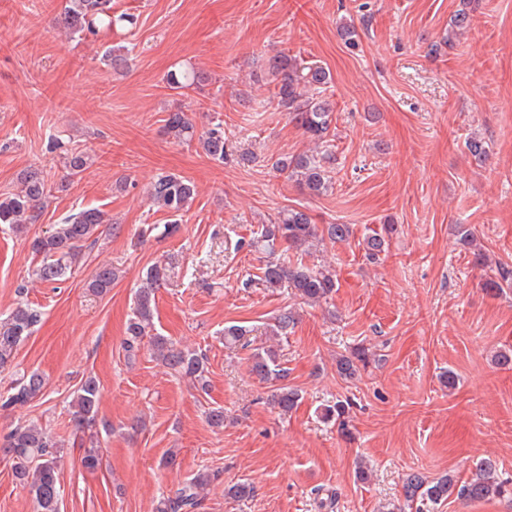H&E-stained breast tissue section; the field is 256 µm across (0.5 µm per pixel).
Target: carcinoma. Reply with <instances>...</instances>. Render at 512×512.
<instances>
[{
  "instance_id": "cac0c4a2",
  "label": "carcinoma",
  "mask_w": 512,
  "mask_h": 512,
  "mask_svg": "<svg viewBox=\"0 0 512 512\" xmlns=\"http://www.w3.org/2000/svg\"><path fill=\"white\" fill-rule=\"evenodd\" d=\"M475 0H463L464 8L455 14L448 30L447 45H452L457 30L470 23L468 6ZM59 27L69 35L84 38L88 35L110 36L119 30H131L137 25V16L112 9V0H66L63 12L57 20ZM268 75L274 83L270 103L286 113L288 120L302 134L315 143L311 150H303L290 156L284 155L271 162V169L287 175L297 187L312 196H322L333 189L331 172L336 164L335 135L330 133L334 106L326 96L332 75L326 68L288 54H276L268 59ZM201 75L189 68H179L167 73L165 82L172 90L200 86ZM166 132L179 143L197 141L203 151L218 162H236L246 165L256 160L249 149L237 147L225 137L224 125L217 122L202 133H196L185 112L176 110L165 119ZM89 154L78 148L63 149L66 177L73 180L88 167ZM195 185L176 174H161L146 188L151 202L170 216H179L188 208L195 196ZM53 193L43 172L30 168L19 179L17 190L0 199V224L21 230L39 220L42 209ZM112 223V218L97 207H82L62 217L60 223L43 236L30 243L31 251L40 258L35 275L53 283L66 276L76 267L85 250L96 242L99 228ZM353 235L349 224H315L313 217L303 209L289 208L281 211L275 221L261 225V230L248 241L237 242V248H249L268 253L269 259L262 267L261 280L272 290L287 288L303 302L316 305L325 302L335 292L336 272L326 266H309L303 262L291 264L274 257L275 246L298 255H308L318 246L334 245L348 241ZM367 256L376 260L386 250V239L374 233L364 239ZM169 269L154 264L147 269L142 286L135 293L133 315L126 327L124 349L134 355L144 336L152 326L155 309V293L167 280ZM115 280L112 268H97L87 282V288L104 294L111 290ZM492 290L512 288V264H496L494 276L487 281ZM41 311L28 304H18L8 318L0 322V371L11 364L18 347L24 343L41 322ZM295 323L292 312L277 316L270 332L277 336L287 334ZM157 359L170 370L190 378L201 390H206V358L185 350L163 336L151 340ZM369 362L368 350L354 351L350 357H341L337 368L340 375L352 378L359 366ZM251 371L261 380L272 385L269 401L282 414L292 411L300 400L298 390L288 383V369L281 366L277 351L273 348H257L251 355ZM44 380L41 375H24L12 387L6 397L0 396V407L24 405L43 394ZM100 386L93 376L86 377L73 398L75 408V432L89 434L90 447L84 449L81 462L89 471L100 463L97 448L98 406ZM347 406L341 402L324 409L323 418L338 421L341 431H347ZM0 454L12 463V472L32 495L36 512H60L61 491L59 482L60 449L57 442L36 424L19 425L11 429L0 444ZM495 464L484 459L476 464L471 475L460 479L453 474L429 480L420 473H412L404 482L406 506L412 512H435V508L456 496L459 500L476 501L505 499L512 503V479L495 477ZM217 474L207 470L197 472L190 480L162 497L155 512H194L201 505L202 493Z\"/></svg>"
}]
</instances>
